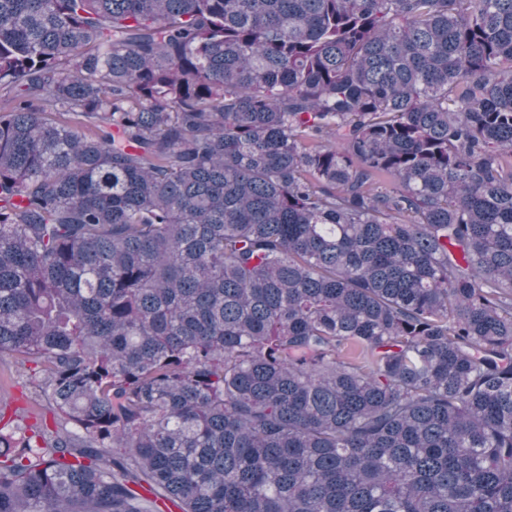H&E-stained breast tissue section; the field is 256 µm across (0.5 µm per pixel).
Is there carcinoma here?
<instances>
[{
  "label": "carcinoma",
  "mask_w": 512,
  "mask_h": 512,
  "mask_svg": "<svg viewBox=\"0 0 512 512\" xmlns=\"http://www.w3.org/2000/svg\"><path fill=\"white\" fill-rule=\"evenodd\" d=\"M0 512H512V0H0ZM25 380V378L22 379L15 373L7 360L3 363L0 362V406L1 402L7 403L11 396H17L23 407L31 408L37 412L38 409L30 402L31 389L28 383L25 385Z\"/></svg>",
  "instance_id": "cac0c4a2"
}]
</instances>
